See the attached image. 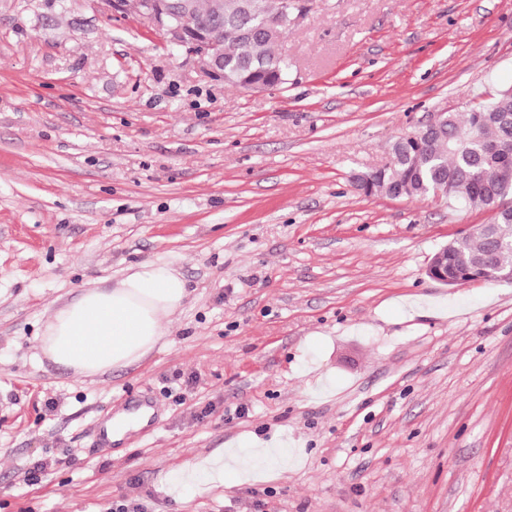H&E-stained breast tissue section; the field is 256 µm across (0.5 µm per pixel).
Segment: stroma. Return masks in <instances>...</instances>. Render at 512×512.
Masks as SVG:
<instances>
[{"mask_svg": "<svg viewBox=\"0 0 512 512\" xmlns=\"http://www.w3.org/2000/svg\"><path fill=\"white\" fill-rule=\"evenodd\" d=\"M304 2L251 91L103 0H0V512H512V282L426 274L492 213L353 183L512 88V0ZM143 263L188 297L141 364L35 358L53 305ZM127 393L154 421L98 445ZM257 445L287 453L171 483ZM244 470L245 465L234 449L227 448L220 454L188 464L175 474L173 482L206 490L217 484L224 486L239 481Z\"/></svg>", "mask_w": 512, "mask_h": 512, "instance_id": "obj_1", "label": "stroma"}]
</instances>
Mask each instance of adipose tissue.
<instances>
[{"mask_svg":"<svg viewBox=\"0 0 512 512\" xmlns=\"http://www.w3.org/2000/svg\"><path fill=\"white\" fill-rule=\"evenodd\" d=\"M186 298V284L172 265L128 267L114 287L86 288L71 301L54 306L35 349L38 356L77 377L96 379L144 361L158 347ZM244 470L234 449L227 448L188 464L174 481L206 490L240 480Z\"/></svg>","mask_w":512,"mask_h":512,"instance_id":"ef3b65f1","label":"adipose tissue"}]
</instances>
